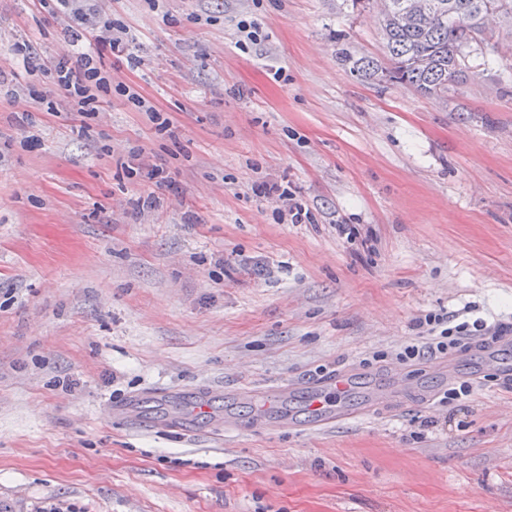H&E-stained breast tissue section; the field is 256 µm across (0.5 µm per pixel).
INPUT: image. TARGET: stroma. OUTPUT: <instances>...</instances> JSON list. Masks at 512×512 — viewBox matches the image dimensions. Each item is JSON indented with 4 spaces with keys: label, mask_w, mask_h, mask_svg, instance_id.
<instances>
[{
    "label": "stroma",
    "mask_w": 512,
    "mask_h": 512,
    "mask_svg": "<svg viewBox=\"0 0 512 512\" xmlns=\"http://www.w3.org/2000/svg\"><path fill=\"white\" fill-rule=\"evenodd\" d=\"M126 29L74 112L24 57L54 0H0V504L40 512H512V383L476 351L402 364L430 313L512 324V53L491 24L447 99L363 81L364 0H81ZM260 38L237 46L240 21ZM27 44V55L16 52ZM42 90L34 100L30 87ZM265 179L310 224L279 220ZM151 206H144V199ZM354 227L353 237L336 227ZM402 367L404 404L315 432L256 423L269 386ZM470 393L444 401L449 388ZM249 395H242V388ZM217 411L185 435L158 391ZM139 400L136 419L107 406ZM233 404L239 430L224 427ZM120 91L127 97V101L131 103L139 112H147L150 120L157 123L160 129L167 130L172 126L169 118H163L160 111L153 106L147 105L145 99L134 89L130 87H121ZM253 193L258 197L268 198L277 196L285 203L283 211L280 212L281 220L289 224H310L311 213L305 205L296 199L295 192L282 188L277 183L262 181L254 184Z\"/></svg>",
    "instance_id": "1"
}]
</instances>
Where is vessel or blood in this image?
Segmentation results:
<instances>
[{
    "instance_id": "b4317fda",
    "label": "vessel or blood",
    "mask_w": 512,
    "mask_h": 512,
    "mask_svg": "<svg viewBox=\"0 0 512 512\" xmlns=\"http://www.w3.org/2000/svg\"><path fill=\"white\" fill-rule=\"evenodd\" d=\"M356 388L354 380L346 374H332L305 385V413L308 424L316 430H324L332 425L356 418L361 412L371 411L375 406L399 407L402 396L407 391L404 380L391 378L388 385L374 388L366 397L363 408L357 409L345 403L344 398ZM280 388L269 390L266 401L257 409V415L265 421L281 424L290 416L285 406L276 402ZM176 413L184 430H192L200 420L210 417L213 409L204 397H196L177 403Z\"/></svg>"
}]
</instances>
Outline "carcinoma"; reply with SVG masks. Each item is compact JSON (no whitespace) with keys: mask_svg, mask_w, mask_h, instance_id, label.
Segmentation results:
<instances>
[{"mask_svg":"<svg viewBox=\"0 0 512 512\" xmlns=\"http://www.w3.org/2000/svg\"><path fill=\"white\" fill-rule=\"evenodd\" d=\"M490 16L512 32V0H382L389 65L346 52L342 57L362 79L396 81L421 95L445 97L465 77L473 48L483 45Z\"/></svg>","mask_w":512,"mask_h":512,"instance_id":"obj_1","label":"carcinoma"}]
</instances>
